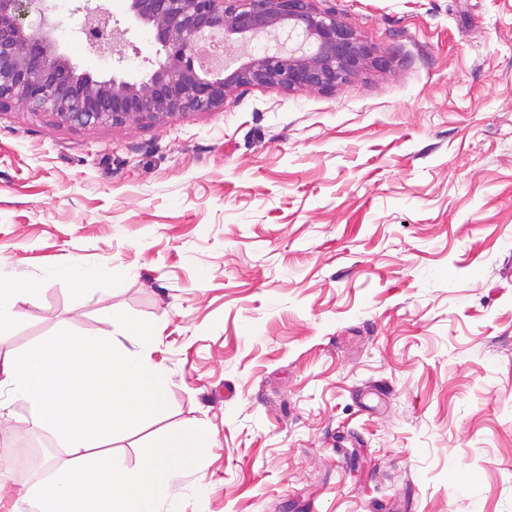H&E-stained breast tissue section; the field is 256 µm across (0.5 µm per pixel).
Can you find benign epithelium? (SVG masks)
<instances>
[{
  "instance_id": "7a95c632",
  "label": "benign epithelium",
  "mask_w": 512,
  "mask_h": 512,
  "mask_svg": "<svg viewBox=\"0 0 512 512\" xmlns=\"http://www.w3.org/2000/svg\"><path fill=\"white\" fill-rule=\"evenodd\" d=\"M51 0H0V108L18 105L81 127L156 124L173 114L211 112L242 87L288 91L334 89L368 66L383 69L353 28L315 0H130L133 18L155 31L164 59L140 80L118 74L97 80L59 51ZM80 36L101 57H114L130 28L113 22L106 0H76ZM271 44L234 68L202 74L199 40Z\"/></svg>"
}]
</instances>
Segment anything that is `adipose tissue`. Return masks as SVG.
I'll return each mask as SVG.
<instances>
[{"label": "adipose tissue", "instance_id": "1", "mask_svg": "<svg viewBox=\"0 0 512 512\" xmlns=\"http://www.w3.org/2000/svg\"><path fill=\"white\" fill-rule=\"evenodd\" d=\"M38 293L34 283L0 271V331L20 321L25 305L34 303ZM111 319V335L75 336L71 342L101 360L110 390L107 400L112 405L113 430L128 436L139 432L148 419L164 417L167 376L151 358L152 336L132 327L120 314H112ZM67 375L60 342L54 338L0 362V391H7L11 400L29 404L32 425L50 431L67 453L48 487L37 493L38 512H70V471L84 464L88 455L79 426L67 418L62 396ZM198 455L195 435L173 433L158 439L138 465L113 456L112 478L102 490L111 512H158L174 460L193 461Z\"/></svg>", "mask_w": 512, "mask_h": 512}]
</instances>
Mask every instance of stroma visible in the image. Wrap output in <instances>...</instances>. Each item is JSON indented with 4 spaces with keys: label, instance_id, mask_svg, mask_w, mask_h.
I'll list each match as a JSON object with an SVG mask.
<instances>
[{
    "label": "stroma",
    "instance_id": "1",
    "mask_svg": "<svg viewBox=\"0 0 512 512\" xmlns=\"http://www.w3.org/2000/svg\"><path fill=\"white\" fill-rule=\"evenodd\" d=\"M318 5L388 67L159 124L0 109V262L42 287L0 360L111 335V310L152 330L167 416L94 453L194 433L160 512H512V0ZM109 7L142 78L154 32ZM76 259L79 302L43 279ZM30 430L25 403L0 416V512L35 510L6 468ZM97 274L94 271L86 269L79 260H74L68 267H48L43 274L44 281L68 279L75 284V299L82 301L88 288L97 280Z\"/></svg>",
    "mask_w": 512,
    "mask_h": 512
}]
</instances>
